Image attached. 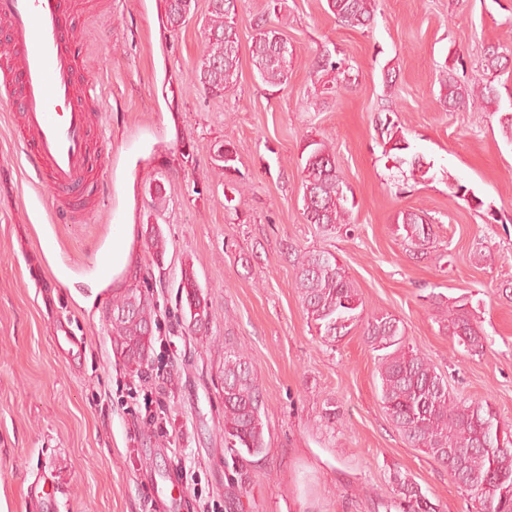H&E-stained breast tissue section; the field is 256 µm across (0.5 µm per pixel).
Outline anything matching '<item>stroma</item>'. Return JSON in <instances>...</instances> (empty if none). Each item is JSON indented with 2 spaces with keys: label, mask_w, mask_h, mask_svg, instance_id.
<instances>
[{
  "label": "stroma",
  "mask_w": 512,
  "mask_h": 512,
  "mask_svg": "<svg viewBox=\"0 0 512 512\" xmlns=\"http://www.w3.org/2000/svg\"><path fill=\"white\" fill-rule=\"evenodd\" d=\"M269 0H243L238 77L224 97L195 84L208 0L168 28L164 0H112L87 20L78 50L101 85L99 178L105 198L83 223L54 213L28 177L16 117L0 102V500L34 512L32 483L59 512H401L391 475L408 473L439 512L478 503L408 444L381 402L378 356L363 327L319 334L295 285L293 260L335 254L364 319H399L410 346L466 403L486 402L512 425V77L499 105L450 112L439 74L482 77L488 44L512 47V0H378L370 28L340 25L326 0H281L278 28L293 45L288 83L264 84L250 46ZM330 52L348 89L313 74ZM396 75L385 84V71ZM430 163L422 178L384 153L382 110ZM332 146L351 220L328 233L306 223L301 181L310 142ZM234 144L224 170L216 155ZM466 185L472 198L455 195ZM162 185L163 208L150 186ZM241 204L228 203L233 187ZM426 212L433 250H406L393 218ZM168 240L162 261L147 225ZM492 255L483 263L479 254ZM192 272L209 307L206 338L180 318ZM151 274L159 328L148 365L127 369L112 345V298ZM464 305L487 342L472 354L448 334L446 305ZM247 350L264 400L266 451L228 478L224 349ZM335 419H327V409Z\"/></svg>",
  "instance_id": "1"
}]
</instances>
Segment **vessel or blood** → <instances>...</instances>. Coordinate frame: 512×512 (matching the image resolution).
Listing matches in <instances>:
<instances>
[{
  "mask_svg": "<svg viewBox=\"0 0 512 512\" xmlns=\"http://www.w3.org/2000/svg\"><path fill=\"white\" fill-rule=\"evenodd\" d=\"M97 0H0V98L18 117L15 133L39 185L64 220L83 222L103 190L93 150L99 91L77 48L80 23Z\"/></svg>",
  "mask_w": 512,
  "mask_h": 512,
  "instance_id": "obj_1",
  "label": "vessel or blood"
}]
</instances>
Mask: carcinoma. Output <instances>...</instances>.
I'll list each match as a JSON object with an SVG mask.
<instances>
[{
  "label": "carcinoma",
  "instance_id": "cac0c4a2",
  "mask_svg": "<svg viewBox=\"0 0 512 512\" xmlns=\"http://www.w3.org/2000/svg\"><path fill=\"white\" fill-rule=\"evenodd\" d=\"M238 2L209 0L206 20V50L194 71V80L215 97H222L235 85L239 64L237 36ZM377 0H327L326 6L339 23L357 28L370 25ZM192 0H167L166 22L181 27L190 14ZM256 36L251 56L261 80L273 87L288 83V63L293 50L278 51L279 31L267 27V20L254 22ZM481 65L486 73H512V50L500 44L490 45ZM345 72L343 63L329 54L315 62L313 73ZM439 102L448 111L460 108L478 96L490 104L498 102L492 82L465 84L450 65L439 79ZM380 134L386 136L390 150L398 152L396 162L410 163L412 170L426 175L417 158L403 154L410 143L390 119L379 120ZM312 149L303 168L301 183L303 217L327 232L348 223L346 182L330 148L321 141ZM402 238L413 253L427 254L432 229L422 211H401L395 218ZM149 252L159 258L167 250V239L159 229L145 232ZM295 284L301 294L308 318L326 340L347 335L359 323L363 303L336 256L329 252L308 251L294 261ZM149 281L129 288L112 299V315L129 310L125 319L111 323L112 343L120 357L142 366L150 357L154 337L146 336V327L157 325L155 306L146 289ZM194 276L184 275L185 319L197 335L207 333L208 304L198 293ZM449 336L471 352L483 349L486 337L473 323L464 305L452 306ZM364 334L370 347L380 352L379 379L381 400L396 430L411 445L422 449L448 468L456 483L474 494L480 512H512V429L503 425L489 404L466 405L448 389L445 377L418 352L406 346L399 320L381 314L367 321ZM264 403L253 363L244 349H224V450L231 459L232 473L238 481L246 478L249 458L262 455L267 447L262 409ZM391 479L403 512H438L421 487L399 470Z\"/></svg>",
  "mask_w": 512,
  "mask_h": 512
}]
</instances>
